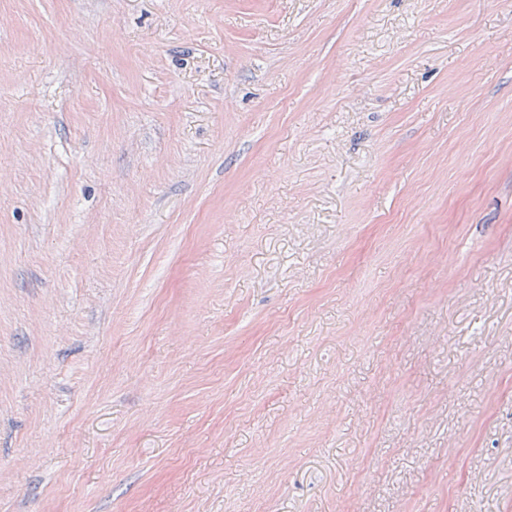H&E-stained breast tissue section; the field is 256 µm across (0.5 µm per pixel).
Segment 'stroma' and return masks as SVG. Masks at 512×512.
I'll return each instance as SVG.
<instances>
[{
    "instance_id": "stroma-1",
    "label": "stroma",
    "mask_w": 512,
    "mask_h": 512,
    "mask_svg": "<svg viewBox=\"0 0 512 512\" xmlns=\"http://www.w3.org/2000/svg\"><path fill=\"white\" fill-rule=\"evenodd\" d=\"M0 512H512V0H0Z\"/></svg>"
}]
</instances>
